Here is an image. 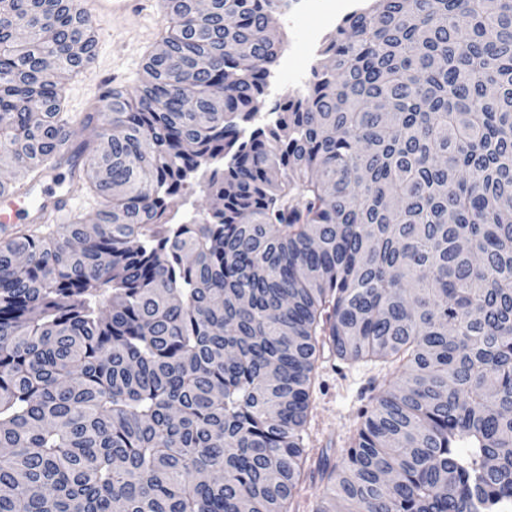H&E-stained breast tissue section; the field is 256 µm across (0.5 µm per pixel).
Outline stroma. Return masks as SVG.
Masks as SVG:
<instances>
[{"label": "stroma", "instance_id": "stroma-1", "mask_svg": "<svg viewBox=\"0 0 512 512\" xmlns=\"http://www.w3.org/2000/svg\"><path fill=\"white\" fill-rule=\"evenodd\" d=\"M333 0H306L300 11L283 10L277 22L284 45L292 51V70L274 67L266 108L304 94L314 68L329 62L324 47L334 32L327 24ZM169 26L160 0H150L141 13L98 29L94 61L63 83L64 107L79 116L106 86L134 90L143 66ZM401 369L381 361H349L323 356L317 363L305 442L308 456L293 495L290 512H317L329 494L324 466H341L360 426L362 408L374 403L400 378Z\"/></svg>", "mask_w": 512, "mask_h": 512}]
</instances>
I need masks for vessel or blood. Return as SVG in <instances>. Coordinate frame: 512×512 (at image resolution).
Instances as JSON below:
<instances>
[{
  "instance_id": "vessel-or-blood-1",
  "label": "vessel or blood",
  "mask_w": 512,
  "mask_h": 512,
  "mask_svg": "<svg viewBox=\"0 0 512 512\" xmlns=\"http://www.w3.org/2000/svg\"><path fill=\"white\" fill-rule=\"evenodd\" d=\"M86 14L93 23H108L143 10V0H85ZM71 191L51 190L42 182L0 196V225L44 224L60 217L70 205Z\"/></svg>"
}]
</instances>
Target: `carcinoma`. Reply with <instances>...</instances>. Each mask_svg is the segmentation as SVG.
<instances>
[{"instance_id":"obj_1","label":"carcinoma","mask_w":512,"mask_h":512,"mask_svg":"<svg viewBox=\"0 0 512 512\" xmlns=\"http://www.w3.org/2000/svg\"><path fill=\"white\" fill-rule=\"evenodd\" d=\"M287 0H169L77 144L99 201L0 242V512H288L319 358L402 378L317 512L512 501V0H373L264 107ZM0 164L58 167L78 0L0 6ZM212 197L178 217L193 181Z\"/></svg>"}]
</instances>
